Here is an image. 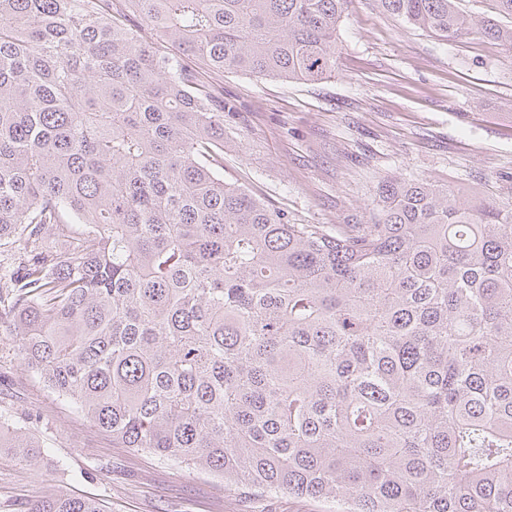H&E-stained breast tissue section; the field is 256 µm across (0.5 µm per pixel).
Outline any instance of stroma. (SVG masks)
I'll list each match as a JSON object with an SVG mask.
<instances>
[{"label":"stroma","instance_id":"35a3bbf8","mask_svg":"<svg viewBox=\"0 0 512 512\" xmlns=\"http://www.w3.org/2000/svg\"><path fill=\"white\" fill-rule=\"evenodd\" d=\"M335 74L318 83L216 73L189 59L224 102V177L294 224L371 223L382 181L427 179L512 204V51L472 34L442 41L349 0ZM0 413L44 449L34 470L0 448V512H28L64 488L106 512H336L285 493L244 497L222 478L115 447L16 358L0 326Z\"/></svg>","mask_w":512,"mask_h":512}]
</instances>
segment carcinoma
Listing matches in <instances>:
<instances>
[{"instance_id":"cac0c4a2","label":"carcinoma","mask_w":512,"mask_h":512,"mask_svg":"<svg viewBox=\"0 0 512 512\" xmlns=\"http://www.w3.org/2000/svg\"><path fill=\"white\" fill-rule=\"evenodd\" d=\"M0 0V324L119 448L336 512H512V205L390 180L294 224L224 180V104L181 64L336 71L349 0ZM512 49V0H375ZM139 18L160 53L124 22ZM28 467L38 441L0 420ZM29 512H103L64 490Z\"/></svg>"}]
</instances>
